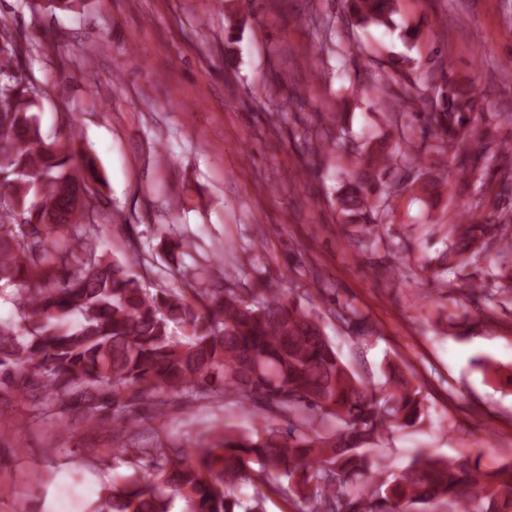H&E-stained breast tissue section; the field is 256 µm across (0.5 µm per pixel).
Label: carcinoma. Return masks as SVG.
Returning a JSON list of instances; mask_svg holds the SVG:
<instances>
[{
  "label": "carcinoma",
  "instance_id": "obj_1",
  "mask_svg": "<svg viewBox=\"0 0 512 512\" xmlns=\"http://www.w3.org/2000/svg\"><path fill=\"white\" fill-rule=\"evenodd\" d=\"M363 27L387 26L397 0H343ZM0 297L16 318L0 320V397L47 410L59 404L82 422L109 424L118 441L138 426L132 408L146 396L226 399L266 413L248 432L224 428L178 450L161 438L123 443L112 458L133 472L104 484L92 512H266L263 489L297 512H512V464L420 454L393 477L369 457L375 436L424 422L421 390L395 363L382 381L361 377L326 336L322 318L294 297L255 283L211 284L206 272L183 274L185 287L145 285L154 264L134 273L99 251L104 213L94 160L76 158V116L64 137L42 134L35 113L47 96L26 72L42 47L0 22ZM412 104L431 134V149H455L458 171L485 185L493 174L479 159L490 148L475 113L474 89L443 75L430 101L409 80L392 91ZM420 153L397 159L372 152L358 185L336 199L347 224H381L401 169L425 165ZM84 189L86 198L71 199ZM469 216L451 225L448 259L464 268L481 254L512 253V219ZM497 294L512 293V267L490 273ZM345 326L364 314L337 310ZM287 423L282 428L281 423ZM244 487L252 494L243 495Z\"/></svg>",
  "mask_w": 512,
  "mask_h": 512
}]
</instances>
